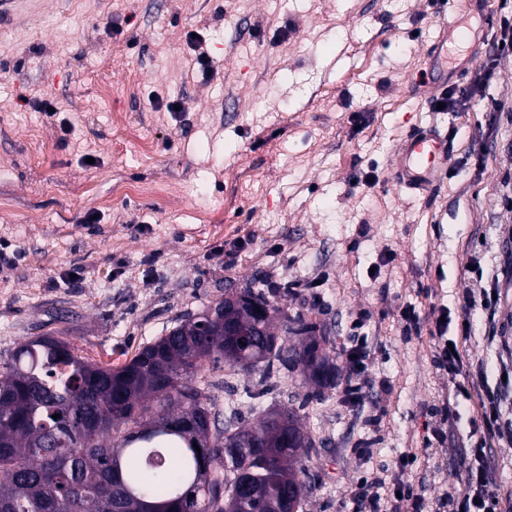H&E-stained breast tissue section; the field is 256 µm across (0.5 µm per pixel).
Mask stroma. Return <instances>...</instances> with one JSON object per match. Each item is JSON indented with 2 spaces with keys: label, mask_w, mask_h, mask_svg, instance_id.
<instances>
[{
  "label": "stroma",
  "mask_w": 512,
  "mask_h": 512,
  "mask_svg": "<svg viewBox=\"0 0 512 512\" xmlns=\"http://www.w3.org/2000/svg\"><path fill=\"white\" fill-rule=\"evenodd\" d=\"M458 16L480 44L448 85L470 96L436 112L430 57ZM192 33L202 72L188 70ZM509 35L512 0H22L0 21V245L18 255L0 267V351L50 333L117 366L225 291L317 280L276 302L320 325L341 378L350 324L369 312L374 403L343 406L332 389L313 400L299 376L278 379L269 404L298 410L324 446L306 462L303 512H357L360 477L399 471L425 512H448L473 410L442 420L459 378L433 356L440 319L459 334L463 291L477 300L463 352L512 409V52L497 49ZM429 124L448 167L414 197L392 164ZM358 170L374 182L353 184ZM245 234L225 267V240ZM202 374L224 414L259 379Z\"/></svg>",
  "instance_id": "35a3bbf8"
}]
</instances>
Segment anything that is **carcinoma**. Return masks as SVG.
<instances>
[{
  "label": "carcinoma",
  "mask_w": 512,
  "mask_h": 512,
  "mask_svg": "<svg viewBox=\"0 0 512 512\" xmlns=\"http://www.w3.org/2000/svg\"><path fill=\"white\" fill-rule=\"evenodd\" d=\"M216 305L257 331L237 355L224 347V327L196 315L116 367L51 335L0 354V512H299L314 441L296 412L268 409L244 424L233 410L221 424L219 384L196 378L207 362L236 372L256 354L266 376L283 370L334 388L326 337L252 288ZM282 332L297 337V359L279 344ZM206 467L213 490L196 498L190 487Z\"/></svg>",
  "instance_id": "obj_1"
}]
</instances>
